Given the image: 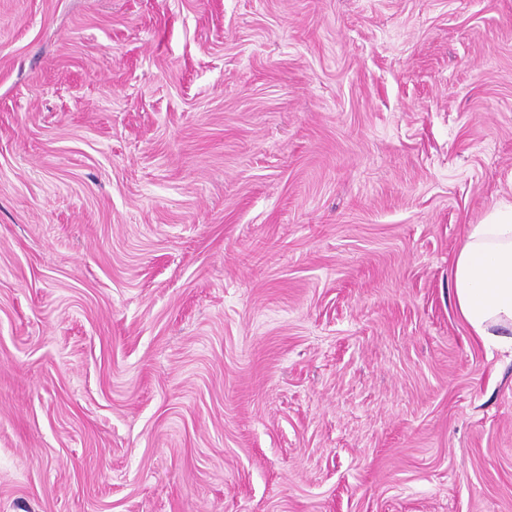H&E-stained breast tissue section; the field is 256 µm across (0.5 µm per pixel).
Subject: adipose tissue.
I'll return each mask as SVG.
<instances>
[{
    "label": "adipose tissue",
    "mask_w": 512,
    "mask_h": 512,
    "mask_svg": "<svg viewBox=\"0 0 512 512\" xmlns=\"http://www.w3.org/2000/svg\"><path fill=\"white\" fill-rule=\"evenodd\" d=\"M455 307L484 346L512 351V203L468 225L453 262Z\"/></svg>",
    "instance_id": "1"
}]
</instances>
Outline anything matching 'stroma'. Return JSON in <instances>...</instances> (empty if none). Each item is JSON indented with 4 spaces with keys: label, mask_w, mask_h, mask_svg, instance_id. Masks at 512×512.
Wrapping results in <instances>:
<instances>
[{
    "label": "stroma",
    "mask_w": 512,
    "mask_h": 512,
    "mask_svg": "<svg viewBox=\"0 0 512 512\" xmlns=\"http://www.w3.org/2000/svg\"><path fill=\"white\" fill-rule=\"evenodd\" d=\"M512 0H0V512H512ZM452 273L456 311L473 336L512 351V203L467 225Z\"/></svg>",
    "instance_id": "obj_1"
}]
</instances>
